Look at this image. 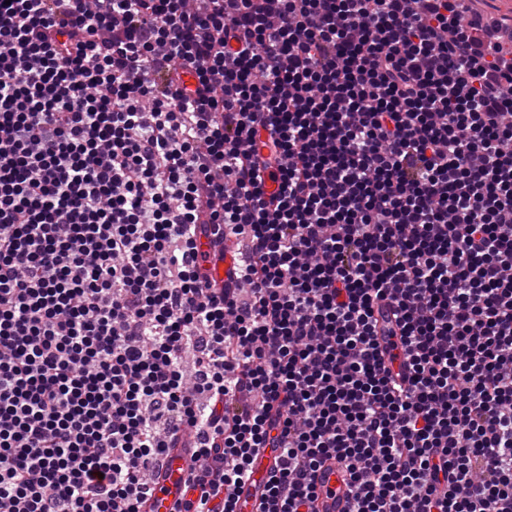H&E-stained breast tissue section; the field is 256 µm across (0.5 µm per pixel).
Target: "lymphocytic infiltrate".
<instances>
[{
    "label": "lymphocytic infiltrate",
    "instance_id": "lymphocytic-infiltrate-1",
    "mask_svg": "<svg viewBox=\"0 0 512 512\" xmlns=\"http://www.w3.org/2000/svg\"><path fill=\"white\" fill-rule=\"evenodd\" d=\"M463 8L0 0V512H142L184 433L185 512L261 448L264 512L329 459L512 512V47Z\"/></svg>",
    "mask_w": 512,
    "mask_h": 512
}]
</instances>
